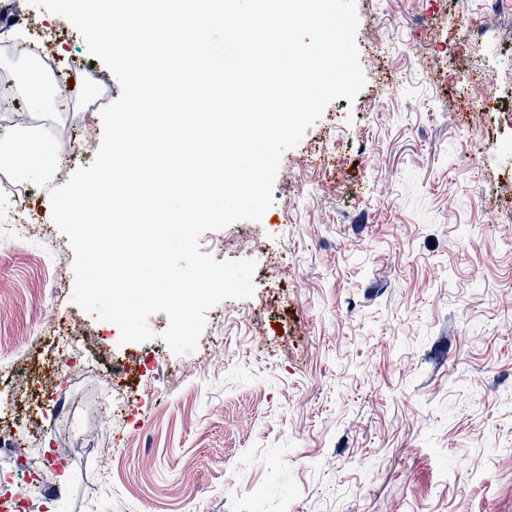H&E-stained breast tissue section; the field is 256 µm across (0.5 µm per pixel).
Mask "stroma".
Here are the masks:
<instances>
[{
    "label": "stroma",
    "instance_id": "1",
    "mask_svg": "<svg viewBox=\"0 0 512 512\" xmlns=\"http://www.w3.org/2000/svg\"><path fill=\"white\" fill-rule=\"evenodd\" d=\"M366 84L330 103L287 151L261 221L202 235L216 260L256 262L254 293L207 313L195 351L118 328L72 300L61 231L0 237V364L43 358L52 320L79 324L76 358L127 364L132 395L112 427L94 369L32 406L44 433L0 454V499L39 458L48 483L28 512H512V80L485 86L458 28L488 32L512 64V12L491 0H356ZM65 63L100 66L65 18L33 5ZM18 123L60 140L99 112ZM113 447L109 479L98 449Z\"/></svg>",
    "mask_w": 512,
    "mask_h": 512
}]
</instances>
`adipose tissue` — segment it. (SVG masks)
<instances>
[{
  "mask_svg": "<svg viewBox=\"0 0 512 512\" xmlns=\"http://www.w3.org/2000/svg\"><path fill=\"white\" fill-rule=\"evenodd\" d=\"M60 153L58 142L33 133L0 137V165L10 166L22 179L31 180L46 175Z\"/></svg>",
  "mask_w": 512,
  "mask_h": 512,
  "instance_id": "ef3b65f1",
  "label": "adipose tissue"
}]
</instances>
